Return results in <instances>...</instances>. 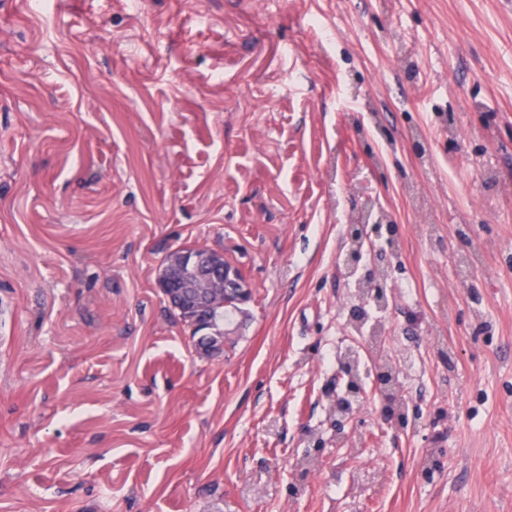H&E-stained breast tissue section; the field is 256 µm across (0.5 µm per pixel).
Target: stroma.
<instances>
[{"label":"stroma","instance_id":"1","mask_svg":"<svg viewBox=\"0 0 512 512\" xmlns=\"http://www.w3.org/2000/svg\"><path fill=\"white\" fill-rule=\"evenodd\" d=\"M0 512H512V0H0ZM366 222L350 224L348 232L352 246L343 257V265L351 272L355 273L361 266V262L366 254L374 253L373 265L364 271L362 281H370V287L373 298L386 306L389 303L388 280L391 278L389 265L385 261L386 254L383 249H377L376 241L384 239L390 241L395 235L393 224H371L368 230ZM357 242L358 244L354 243ZM363 243L367 249L359 247ZM203 255H195V253L183 252L176 254L172 257L167 267V273L164 278L160 279L159 285L165 288L166 297L172 307L180 308L182 303V290L180 284L175 283L173 276V268L177 266H187L188 268L197 267L201 263L207 266L210 276L215 278H224V282H216L210 279H200L198 283L203 288H196L209 304V309L206 311L208 316V328L206 329V336L198 335V328L193 329V337H197V348H203L206 354L211 352L220 351L224 348V318L231 315L232 312L239 309L236 305H224V288L226 292L231 293L237 299L238 303H246L251 298V288L242 274L234 268L228 267L224 261H216L211 258L212 249H204ZM357 359L350 354H345L339 369L342 378L345 382V395L336 399L334 405L336 414H347L352 408L353 401H357L359 395L362 393L359 379L355 374Z\"/></svg>","mask_w":512,"mask_h":512}]
</instances>
